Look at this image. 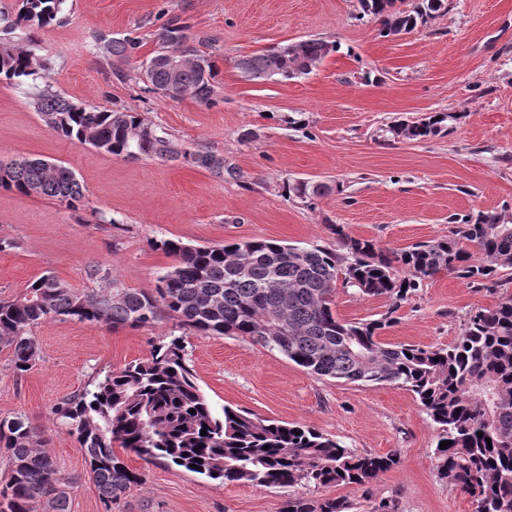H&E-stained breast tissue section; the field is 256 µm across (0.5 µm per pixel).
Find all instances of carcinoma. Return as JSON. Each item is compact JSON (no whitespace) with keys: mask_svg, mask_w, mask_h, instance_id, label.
<instances>
[{"mask_svg":"<svg viewBox=\"0 0 512 512\" xmlns=\"http://www.w3.org/2000/svg\"><path fill=\"white\" fill-rule=\"evenodd\" d=\"M67 0H21L17 12L0 8L18 36L0 43V78L21 85L47 70L36 52L33 28L61 19ZM359 0L363 14L376 18L381 33L426 26L444 0ZM157 50L140 63L149 91L172 99L189 95L210 101L214 94L211 58L186 44L183 27L170 22L156 33ZM136 38L99 39L108 59L138 56ZM333 51L322 39H301L246 56L237 63L244 77L271 74L285 79L308 75ZM176 54L182 61L179 87L154 60ZM42 121L58 135L117 158L145 156L183 161L215 177L235 175L224 157L188 151L169 135L123 109H88L58 95L48 84L35 94ZM447 113L402 122L392 132L411 141L439 135ZM0 190L44 195L69 205L84 199L75 173L42 158L0 160ZM282 190L303 203L324 193V185L283 182ZM337 248L278 244L265 239L213 246L179 240L153 243L173 258L151 291L126 288L108 269L84 270L96 288L78 289L50 271L25 290L0 298V347L10 350L17 375L32 370L40 348L32 329L47 320L104 325L112 329L152 327L162 317L217 336H242L277 351L311 374L345 382L389 384L413 394L437 431L440 479L473 499L474 512H512V296L470 314L454 342L428 348L389 343L382 333L393 314L423 281L442 271L476 288L497 284L512 273V224L481 213L444 238L399 252L371 239L349 235L333 224ZM481 259L474 261V254ZM363 297H386L392 307L378 319L351 322L332 310L336 283ZM195 413H190V410ZM85 453L87 473L106 510L127 489L143 481L126 466L120 448L145 462L163 461L223 484L313 488L369 484L396 464V454L357 453L324 434L297 424L265 420L223 406L217 411L196 382L184 340L174 336L150 357L130 362L96 379L54 409ZM206 435H201V429ZM300 434H294V431ZM491 442H486V439ZM268 449H263V446ZM0 512H68L71 478L54 459L27 419L0 418ZM200 458V469L191 468ZM342 497H292L283 512H349Z\"/></svg>","mask_w":512,"mask_h":512,"instance_id":"cac0c4a2","label":"carcinoma"}]
</instances>
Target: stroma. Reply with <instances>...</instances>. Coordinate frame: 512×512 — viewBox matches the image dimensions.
Returning a JSON list of instances; mask_svg holds the SVG:
<instances>
[{
	"instance_id": "1",
	"label": "stroma",
	"mask_w": 512,
	"mask_h": 512,
	"mask_svg": "<svg viewBox=\"0 0 512 512\" xmlns=\"http://www.w3.org/2000/svg\"><path fill=\"white\" fill-rule=\"evenodd\" d=\"M425 28L382 37L358 0H68L62 22L35 31L54 91L86 107L135 112L191 151L224 157L235 176L218 179L184 162L116 158L57 135L39 117L31 85L0 80V160L40 156L70 168L84 187L78 209L44 196L0 191V296L21 293L42 273L87 287L84 270L109 268L129 288L149 290L172 264L153 242L192 246L265 239L331 247V225L390 250L448 235L481 212L512 221V0H445ZM185 25L218 74L212 101L148 91L136 62L99 53L97 40L139 38ZM307 38L334 44L310 75L254 82L239 59ZM432 112L452 114L442 134L389 140L388 126ZM328 185L313 206L285 196L284 181ZM512 295L443 273L403 301L384 341L451 344L467 317ZM390 305L336 288L347 321L379 318ZM174 320L112 329L51 320L34 328L41 359L27 374L0 348V417L39 427L61 474L74 478L68 512H281L288 488L220 484L165 463L125 455L144 480L105 508L86 476L83 450L52 410L105 372L149 357ZM197 383L213 405L304 425L359 453H396L369 485L330 486L351 512L383 499L403 512H474L468 494L437 473L436 433L413 395L390 385L320 378L249 339L183 331Z\"/></svg>"
}]
</instances>
